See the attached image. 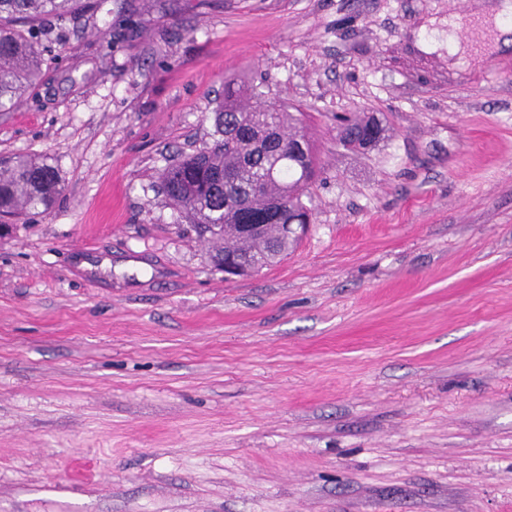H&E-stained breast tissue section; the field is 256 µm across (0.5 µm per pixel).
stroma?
Wrapping results in <instances>:
<instances>
[{
    "label": "stroma",
    "instance_id": "stroma-1",
    "mask_svg": "<svg viewBox=\"0 0 512 512\" xmlns=\"http://www.w3.org/2000/svg\"><path fill=\"white\" fill-rule=\"evenodd\" d=\"M497 0H102L0 157V512H512V44ZM304 114L313 222L228 280L165 205L224 79ZM366 112L374 147L338 142ZM63 192L57 171L46 160L24 157L0 161V215L47 210Z\"/></svg>",
    "mask_w": 512,
    "mask_h": 512
}]
</instances>
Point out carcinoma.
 Listing matches in <instances>:
<instances>
[{
	"label": "carcinoma",
	"mask_w": 512,
	"mask_h": 512,
	"mask_svg": "<svg viewBox=\"0 0 512 512\" xmlns=\"http://www.w3.org/2000/svg\"><path fill=\"white\" fill-rule=\"evenodd\" d=\"M99 0H0V112L16 110L26 92L37 84L45 58L41 42L51 33V22L78 11L94 13ZM263 96L255 78L224 80V100L214 112V142L160 174L165 200L176 207L195 230H207L224 246L210 254L219 270L231 258L269 267L296 248L279 225L304 214L303 197L318 176L317 157L309 144L300 114L279 101L259 107L244 106L246 98ZM354 147L373 134L371 119L361 113L340 121ZM306 142L307 156L290 151ZM63 192L57 171L46 160L24 157L0 161V215L46 210ZM240 224H263L262 240L248 241Z\"/></svg>",
	"instance_id": "obj_1"
}]
</instances>
